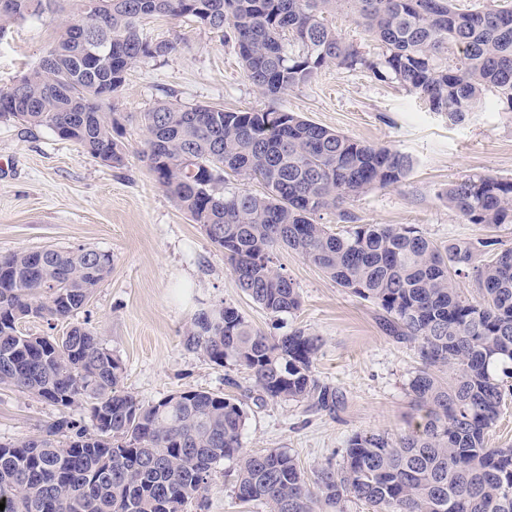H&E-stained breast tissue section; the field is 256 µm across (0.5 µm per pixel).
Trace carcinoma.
<instances>
[{
  "label": "carcinoma",
  "mask_w": 512,
  "mask_h": 512,
  "mask_svg": "<svg viewBox=\"0 0 512 512\" xmlns=\"http://www.w3.org/2000/svg\"><path fill=\"white\" fill-rule=\"evenodd\" d=\"M62 0H0V39L27 18L52 17ZM70 20L38 66L0 87V120L46 126L94 159L119 167L117 92L139 61L177 44L143 37L153 17L197 23L233 41L245 77L282 94L334 64L371 69L461 122L487 92L512 104V9L488 0L461 12L453 0H67ZM347 5L381 43L367 61L324 23ZM149 168L190 219L211 230L238 288L279 326L301 304L296 284L272 266L286 247L382 311L384 329L417 345L409 392L421 421L396 439L356 433L336 468L309 477L282 449L242 445L247 413L230 395L186 390L145 403L120 387L122 365L87 326L62 337L19 331L36 316L61 320L83 308L108 275L112 256L55 248L0 256V385L57 407L89 405V424L62 418L38 438L0 442L3 512H185L213 486L215 469L237 466L234 492L265 512H512V448H490L512 379V248L474 264L485 241L442 246L413 227L360 224L355 198L400 182L412 159L363 143L301 116L270 109L226 111L160 101L143 113ZM257 179L262 194H224V175ZM468 224H512V180L473 176L441 193ZM347 229L334 232L323 215ZM476 271L479 296L454 287ZM185 346L211 363L250 373L252 391L271 400L336 404L313 370L320 338L301 328L278 336L253 328L233 306L215 323L201 310Z\"/></svg>",
  "instance_id": "cac0c4a2"
}]
</instances>
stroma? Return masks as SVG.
<instances>
[{"label":"stroma","instance_id":"obj_1","mask_svg":"<svg viewBox=\"0 0 512 512\" xmlns=\"http://www.w3.org/2000/svg\"><path fill=\"white\" fill-rule=\"evenodd\" d=\"M326 22L365 65L323 67L310 82L275 97L251 84L234 46L221 35L185 18L148 22L149 40L176 41L180 47L141 61L116 94L125 145L118 168L89 157L48 127L0 120V255L53 245L93 248L112 257L110 273L74 316L51 323L29 317L20 330L61 337L74 325L88 324L120 360L122 389L145 402L185 389L244 399V448L287 450L309 475L337 466L355 433L394 439L407 429L416 414L408 383L419 366L417 350L382 330L376 306L288 249L274 257L301 299L287 325L319 336L314 371L335 389V408L317 411L296 401L248 397L246 371L215 366L202 353L187 350L186 329L202 309L231 305L255 328L272 335L277 329L273 318L237 288L223 252L202 226L156 183L145 158L141 113L164 99L235 111L274 108L403 152L413 160L404 179L350 202L359 223L411 226L442 245L484 239L486 260L512 248V225L494 230L464 223L438 198L448 184L472 176L512 179V104L490 92L462 122L450 123L396 80L368 69L384 48L348 10L327 14ZM60 23L55 16L13 26L0 40V87L39 63ZM63 414L79 425L89 422L83 406L63 412L0 386L2 441L39 436ZM234 467L224 462L214 477L216 490L187 512H261L236 498Z\"/></svg>","mask_w":512,"mask_h":512}]
</instances>
